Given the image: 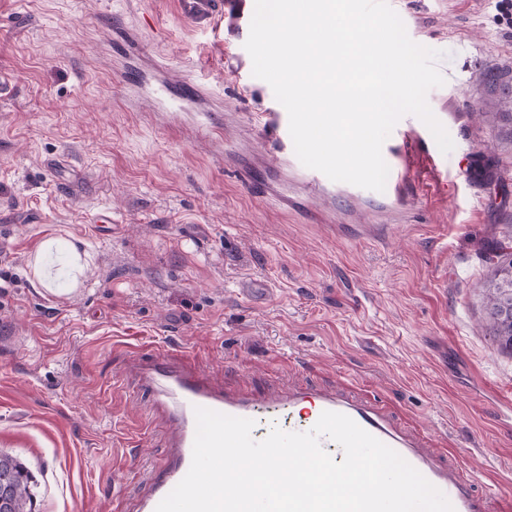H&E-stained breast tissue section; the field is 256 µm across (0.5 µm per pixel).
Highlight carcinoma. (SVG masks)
<instances>
[{
	"label": "carcinoma",
	"instance_id": "obj_1",
	"mask_svg": "<svg viewBox=\"0 0 512 512\" xmlns=\"http://www.w3.org/2000/svg\"><path fill=\"white\" fill-rule=\"evenodd\" d=\"M477 86L479 101L487 117L512 119V78L505 79L497 69L479 73ZM483 304L487 328L499 350L512 354V278L509 267L492 263V270L484 283ZM32 474L21 460L10 453L0 452V486L10 488V495L0 512H32L30 485Z\"/></svg>",
	"mask_w": 512,
	"mask_h": 512
}]
</instances>
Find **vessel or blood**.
Segmentation results:
<instances>
[{
    "instance_id": "b4317fda",
    "label": "vessel or blood",
    "mask_w": 512,
    "mask_h": 512,
    "mask_svg": "<svg viewBox=\"0 0 512 512\" xmlns=\"http://www.w3.org/2000/svg\"><path fill=\"white\" fill-rule=\"evenodd\" d=\"M174 6L179 17L195 29L225 27L240 32L246 27L241 0H174ZM151 93L158 108L165 112L185 108L205 97L203 89L185 88L165 80ZM259 124L263 133L272 138L283 161L295 160L286 111L271 104L260 113ZM429 134L426 125L412 115L402 117L394 126L386 140L393 159L389 179L394 191H402L419 178L418 170L405 156L414 148L422 150L434 187L447 188L449 180L462 176V169L449 167ZM132 385L135 390L153 394L154 406L165 417L171 437L166 464L153 471L147 491L134 501L130 512H156L158 504L187 474L196 433L195 410L199 407L252 420L267 414L287 415L295 418L294 429L298 432L313 428L322 412L345 414L440 489L454 512H512L503 505L504 492L478 487L445 443L422 433L397 407L370 396L353 381L336 379L309 386L288 377L256 394L214 385L198 372L174 362L168 353L155 352L148 358L136 359Z\"/></svg>"
}]
</instances>
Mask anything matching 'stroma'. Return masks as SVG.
I'll list each match as a JSON object with an SVG mask.
<instances>
[{"mask_svg":"<svg viewBox=\"0 0 512 512\" xmlns=\"http://www.w3.org/2000/svg\"><path fill=\"white\" fill-rule=\"evenodd\" d=\"M399 2L441 53L427 99L468 168L400 210L343 182L276 193L253 129L268 83L227 81L230 34L170 0H0V451L29 467L34 512H125L145 491L166 429L126 367L155 349L255 392L298 366L350 378L512 491V356L481 295L485 246L512 254V123L482 116L476 83L512 70V23L498 0ZM127 62L205 89L214 128L132 106ZM103 211L108 233L87 220Z\"/></svg>","mask_w":512,"mask_h":512,"instance_id":"35a3bbf8","label":"stroma"}]
</instances>
